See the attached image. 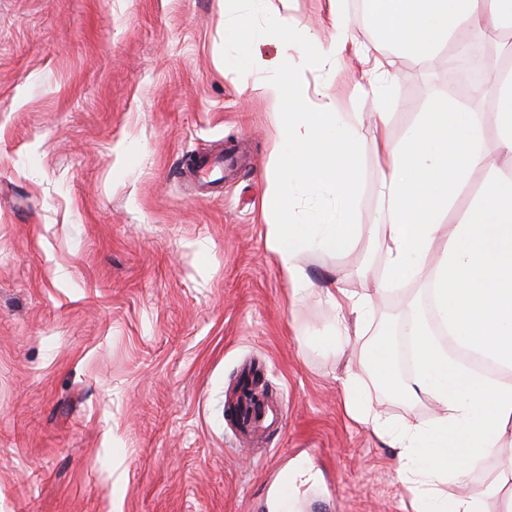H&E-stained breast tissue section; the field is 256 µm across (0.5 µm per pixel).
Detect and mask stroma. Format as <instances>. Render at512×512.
Segmentation results:
<instances>
[{
    "label": "stroma",
    "mask_w": 512,
    "mask_h": 512,
    "mask_svg": "<svg viewBox=\"0 0 512 512\" xmlns=\"http://www.w3.org/2000/svg\"><path fill=\"white\" fill-rule=\"evenodd\" d=\"M354 50L306 71L361 122V214L374 211L370 112L400 142L448 92V63L395 59L396 95L360 89L358 50L379 38L343 0ZM321 40L330 0H266ZM224 0H0V512H413L387 441L346 411L318 296L292 302L265 245L276 104L227 61ZM243 141L248 160L196 193L187 165ZM315 286L372 291L371 233L340 257L305 254ZM418 287L377 296L352 338L371 407L434 421L429 394L400 399L361 363L376 332L401 333ZM254 365L278 430L239 442L225 405Z\"/></svg>",
    "instance_id": "stroma-1"
}]
</instances>
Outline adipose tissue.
<instances>
[{
  "label": "adipose tissue",
  "instance_id": "1",
  "mask_svg": "<svg viewBox=\"0 0 512 512\" xmlns=\"http://www.w3.org/2000/svg\"><path fill=\"white\" fill-rule=\"evenodd\" d=\"M265 0H224V42L235 51L233 68L242 85H256L269 101L285 104L277 115L275 187L266 202L272 220L266 245L291 287L307 297L311 284L302 254L338 256L351 250L363 231L358 222L363 172L355 148L361 136L356 119L337 111L335 101L312 99L298 68H316L342 56L350 40L342 4L332 6L336 33L326 43L294 28L286 18L251 20ZM380 32V43L365 48L370 65L365 87L394 92L396 80L379 55L389 49L428 68L461 32L512 38V0H365ZM272 77L262 83L261 72ZM496 101L498 147L512 158V64L497 68L491 85ZM392 115H373L379 171L373 239L383 257L387 286L419 282L426 307H415L403 328L416 349V370L399 385L406 398L429 392L440 409L434 423L408 422L388 428L365 408L353 371L341 379L346 411L396 448L406 465L405 483L417 512H485L489 498L512 482V377L488 376L460 364L450 347L488 357L512 373V165L501 166L483 147L481 113L437 96L419 113L400 143L387 134ZM484 178L469 207L449 217L451 189ZM322 196L337 204L327 219L302 224L294 219L300 196ZM323 302L333 311L328 342L343 349L363 335L375 297L330 283ZM365 363L383 384L397 383L398 360L387 329L365 351ZM497 458L501 471L483 488L447 501L439 484L462 481Z\"/></svg>",
  "mask_w": 512,
  "mask_h": 512
}]
</instances>
